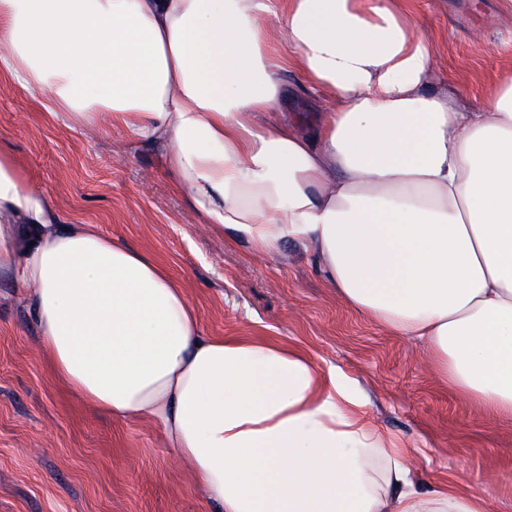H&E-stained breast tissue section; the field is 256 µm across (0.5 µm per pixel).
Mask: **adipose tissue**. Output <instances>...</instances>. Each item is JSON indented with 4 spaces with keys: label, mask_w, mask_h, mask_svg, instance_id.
I'll list each match as a JSON object with an SVG mask.
<instances>
[{
    "label": "adipose tissue",
    "mask_w": 512,
    "mask_h": 512,
    "mask_svg": "<svg viewBox=\"0 0 512 512\" xmlns=\"http://www.w3.org/2000/svg\"><path fill=\"white\" fill-rule=\"evenodd\" d=\"M289 70L317 106L289 100ZM0 72L53 119L153 144L229 242L299 244L349 306L512 419V84L477 109L429 92L405 0H0ZM1 273L56 376L158 425L216 512H492L416 484L409 449L301 349L207 334L152 254L55 223L6 149Z\"/></svg>",
    "instance_id": "obj_1"
}]
</instances>
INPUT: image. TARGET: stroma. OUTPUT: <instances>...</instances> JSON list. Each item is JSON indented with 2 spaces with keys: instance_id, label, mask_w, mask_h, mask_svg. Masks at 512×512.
I'll list each match as a JSON object with an SVG mask.
<instances>
[{
  "instance_id": "1",
  "label": "stroma",
  "mask_w": 512,
  "mask_h": 512,
  "mask_svg": "<svg viewBox=\"0 0 512 512\" xmlns=\"http://www.w3.org/2000/svg\"><path fill=\"white\" fill-rule=\"evenodd\" d=\"M429 41L431 91L471 108L512 80L506 0H408ZM0 147L61 224H94L158 257L213 336L302 347L371 424L414 453L422 482L453 478L512 501V422L441 381L427 352L351 308L298 244L259 256L178 194L152 144L119 127L73 130L0 73ZM0 512H213L158 426L115 420L70 393L41 355L22 291L0 280Z\"/></svg>"
}]
</instances>
